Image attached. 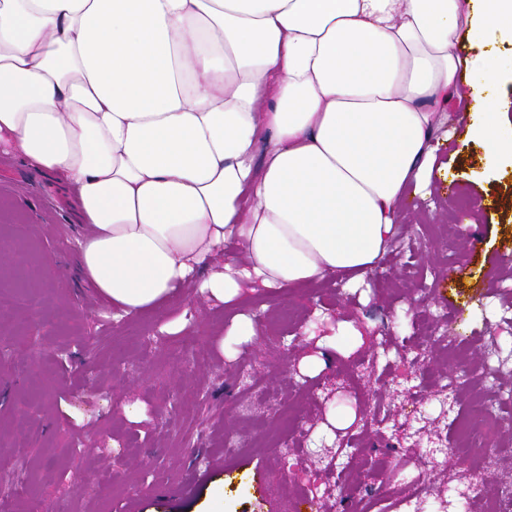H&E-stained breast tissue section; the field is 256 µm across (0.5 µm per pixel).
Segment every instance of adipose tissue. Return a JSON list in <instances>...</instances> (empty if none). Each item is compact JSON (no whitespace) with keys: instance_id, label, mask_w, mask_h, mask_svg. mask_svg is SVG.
Instances as JSON below:
<instances>
[{"instance_id":"adipose-tissue-1","label":"adipose tissue","mask_w":512,"mask_h":512,"mask_svg":"<svg viewBox=\"0 0 512 512\" xmlns=\"http://www.w3.org/2000/svg\"><path fill=\"white\" fill-rule=\"evenodd\" d=\"M504 30L512 0H0V147L74 191L116 315L189 284L350 287L448 178L432 131L463 86L484 168L512 165Z\"/></svg>"}]
</instances>
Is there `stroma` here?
Wrapping results in <instances>:
<instances>
[{
	"label": "stroma",
	"instance_id": "35a3bbf8",
	"mask_svg": "<svg viewBox=\"0 0 512 512\" xmlns=\"http://www.w3.org/2000/svg\"><path fill=\"white\" fill-rule=\"evenodd\" d=\"M467 123L452 108L434 132L436 161L456 173L466 209L439 179L430 197L407 196L383 279L259 288L227 302L189 285L117 327L111 307L75 280L72 194L0 151V447L25 430L20 476L0 470L10 512H293L301 498L311 512H353L361 501L369 512H459L472 471L512 512V402L493 393L512 386V174L484 171ZM247 320L253 335H235ZM60 346L72 354L63 369ZM308 356L317 359L309 373ZM381 378V439L343 446ZM203 384L209 410L195 399ZM478 400L494 402L501 422L475 429L477 447L495 443L479 470L452 449ZM336 409L348 426L331 424ZM303 427L307 454L288 479L279 450ZM196 429L202 438L187 444ZM250 463L262 483L242 477ZM372 466L387 472L391 495L357 483Z\"/></svg>",
	"mask_w": 512,
	"mask_h": 512
}]
</instances>
